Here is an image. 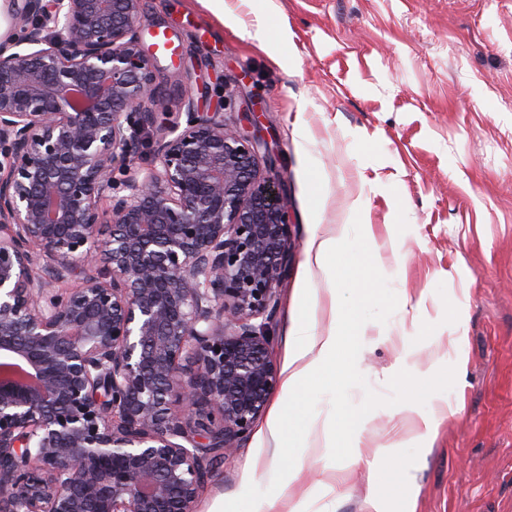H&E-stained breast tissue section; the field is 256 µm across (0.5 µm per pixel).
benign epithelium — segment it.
<instances>
[{
	"instance_id": "7a95c632",
	"label": "benign epithelium",
	"mask_w": 512,
	"mask_h": 512,
	"mask_svg": "<svg viewBox=\"0 0 512 512\" xmlns=\"http://www.w3.org/2000/svg\"><path fill=\"white\" fill-rule=\"evenodd\" d=\"M142 13L9 0L0 512H195L279 384L288 204L220 113L158 120Z\"/></svg>"
}]
</instances>
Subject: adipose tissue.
<instances>
[{
  "mask_svg": "<svg viewBox=\"0 0 512 512\" xmlns=\"http://www.w3.org/2000/svg\"><path fill=\"white\" fill-rule=\"evenodd\" d=\"M347 241L348 236L343 233L309 242L308 251L315 266L333 281L328 291L331 324L323 335L304 333L295 340L294 352L284 371L281 392L268 423V433L276 446L284 444L291 405L315 392L354 385L358 379L361 359L358 354L346 352L343 348L350 323L339 290L343 287L357 288L375 299L379 298L380 291L372 283L368 262L348 260Z\"/></svg>",
  "mask_w": 512,
  "mask_h": 512,
  "instance_id": "ef3b65f1",
  "label": "adipose tissue"
}]
</instances>
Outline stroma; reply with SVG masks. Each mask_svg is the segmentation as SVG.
Wrapping results in <instances>:
<instances>
[{"mask_svg": "<svg viewBox=\"0 0 512 512\" xmlns=\"http://www.w3.org/2000/svg\"><path fill=\"white\" fill-rule=\"evenodd\" d=\"M141 36L169 121L185 122L191 88L227 130L261 141L259 168L288 201L277 368L299 328L329 326L301 294L327 286L308 242L345 224L352 200L368 208L375 241L360 250L376 251L385 298L340 297L367 342L359 385L372 411H338L330 448L309 435V410L293 412L291 441L311 442L305 512H366L368 496L388 493L378 473L390 458L416 489L406 512H512V0H224L220 19L205 0H145ZM401 364L412 390L391 377ZM427 414L439 421L428 448ZM356 441L369 463L352 470ZM280 463L250 433L197 512L241 510Z\"/></svg>", "mask_w": 512, "mask_h": 512, "instance_id": "obj_1", "label": "stroma"}]
</instances>
